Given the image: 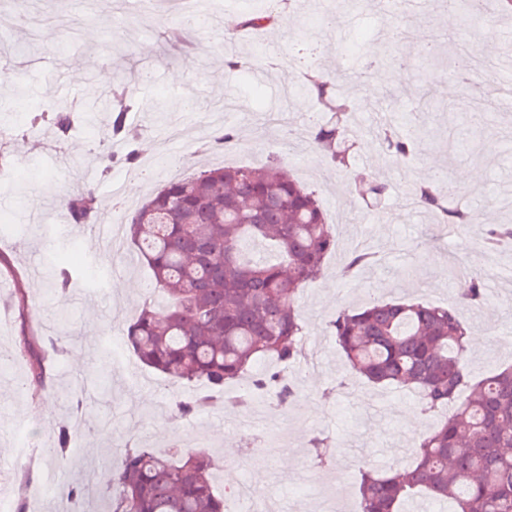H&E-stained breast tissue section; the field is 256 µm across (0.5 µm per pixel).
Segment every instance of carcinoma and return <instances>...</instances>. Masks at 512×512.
<instances>
[{"mask_svg": "<svg viewBox=\"0 0 512 512\" xmlns=\"http://www.w3.org/2000/svg\"><path fill=\"white\" fill-rule=\"evenodd\" d=\"M279 0L262 9H245L239 30H263L275 23ZM347 72H307L302 89L323 106L311 133V149L335 169L349 165L346 139L365 132L377 138L385 154L405 160L419 150L414 129L377 123L356 133L349 115L354 104L338 92ZM155 104L113 92L107 111L106 141H126L127 113ZM57 141L64 143L77 126L76 110L64 108L52 118ZM453 188L442 182L413 187L412 205L459 230L473 219L465 206L452 205ZM95 189L90 185L60 197L59 207L72 224L94 222ZM130 245L151 273L153 290L125 332V343L147 367L173 386L201 384L220 390L233 381L247 390L275 389L270 406L285 408L295 392L278 372L251 379L259 362L284 367L303 357L304 319L297 305L310 282L328 275L327 258L336 236L326 222L315 191L293 178L276 160L262 168L227 166L168 183L137 208L129 222ZM494 247L512 243V224L487 231ZM264 244L263 258L246 256L248 244ZM369 248H356L336 276L345 277L370 263ZM52 290L66 291L71 270L51 265ZM471 288L460 307L484 306V275L470 274ZM469 326L459 307L427 302L376 300L360 309H343L329 333L349 368L374 385L411 389L421 410L448 409V418L423 434L413 461L395 473H360L361 512H402V505L425 490L455 503L453 512H512V365L482 379L466 362ZM23 348L35 358L30 384L45 388L40 342ZM209 396L175 395L171 413L187 418L202 412ZM70 431H58L53 453L67 459ZM314 459L325 462L331 440H310ZM216 463L204 449L175 448L159 455L148 448H127L112 470V488L100 492L93 479L67 486L71 499L96 498L103 512H225V495L213 485Z\"/></svg>", "mask_w": 512, "mask_h": 512, "instance_id": "carcinoma-1", "label": "carcinoma"}]
</instances>
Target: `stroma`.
I'll list each match as a JSON object with an SVG mask.
<instances>
[{"label": "stroma", "mask_w": 512, "mask_h": 512, "mask_svg": "<svg viewBox=\"0 0 512 512\" xmlns=\"http://www.w3.org/2000/svg\"><path fill=\"white\" fill-rule=\"evenodd\" d=\"M240 0H210L206 25L187 26L172 13L137 11L133 0H28V20H13L15 0H0V65L21 72L24 89L0 87V125L13 128L7 160L17 170L14 182L0 184V489L13 498H30L52 461L38 456L21 462V441L49 448L59 424L74 422L72 458L61 465L62 484L93 475L106 488L112 468L125 446L170 453L173 445L206 446L217 462L218 488H238L230 499L232 512H254L256 493L276 501L278 512H309L321 493H329L344 512H359V472L410 462L419 435L431 430L443 413H423L405 389L379 391L353 374L341 351L325 331L326 323L345 307H359L381 298L410 297L454 305L468 280L442 275L457 247L483 238L494 212L496 222L511 221L512 212H496L491 200L502 184L512 181V123L503 113L479 112L462 104L461 86L449 70L424 58L423 38L441 46L473 41L492 34L495 44L512 45V15L492 0L490 12L469 30L449 31L448 11L440 0H427L417 13L381 7L378 0H308L298 12L285 0L279 25L225 40L241 11ZM57 38L46 42L44 31ZM318 42V67L352 68L353 56L381 58L383 51L405 61V77L393 87L397 109L383 97L384 85L366 74L345 86L356 100L364 124L396 114L422 131L425 152L409 165L386 159L368 138H359L351 153L352 167L335 172L306 144L287 143L284 132L314 126L322 107L300 91L299 62L294 45ZM274 51H267V44ZM262 59L261 69L234 68L230 59ZM125 81L136 97L159 102L160 111L132 112L128 123L140 153L138 167H113L103 175L92 143L102 141L108 120H94L65 145L56 143L51 126L31 130L25 116L32 104L52 112L68 102L91 107L107 84ZM181 74L172 82V74ZM189 103L177 112L173 101ZM231 126L238 145L212 148L215 130ZM279 159L300 182L315 190L325 218L336 231L330 268L343 267L358 246H371L378 261L342 279L322 278L308 285L299 306L305 316L308 343L320 346L316 358L288 369L298 395L283 413L257 414L255 407L232 408L228 399L245 387L232 384L216 394L211 407L189 420L174 419V393L160 373L143 366L130 349L112 355L105 337L122 336L127 323L152 286L148 269L130 259V249L113 254L93 225L67 223L60 197L83 185L109 199L110 184H122L125 208L100 211L98 222H125L129 208L140 206L172 179L198 174L210 166H262ZM447 172L451 181L477 172L473 187L463 188L476 218L457 235L433 223L427 211L406 206L399 194L385 199L380 213L366 211L360 195L349 187L359 181H384L391 187ZM89 263L111 269L103 294H94L84 278H75L66 294L50 291L49 260L67 262L55 242L56 225ZM501 291L486 310L466 312L473 335L482 339L470 349L469 368L483 377L512 365V249L498 257ZM22 289L29 307L19 310L15 289ZM60 337L63 351L50 365L51 385L36 400L23 395L19 379L29 378L33 362L21 353L23 337ZM321 433L335 449L328 465L316 466L310 439Z\"/></svg>", "instance_id": "35a3bbf8"}]
</instances>
